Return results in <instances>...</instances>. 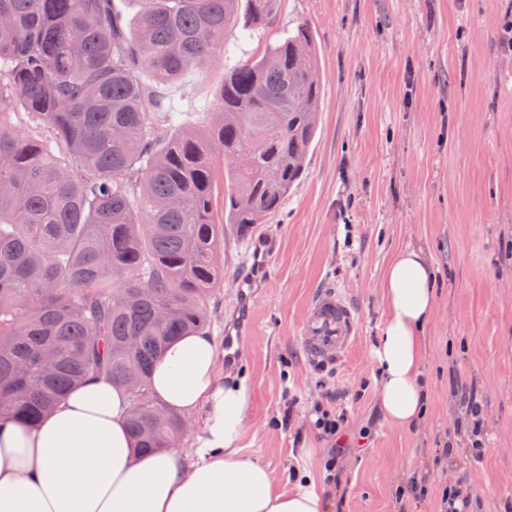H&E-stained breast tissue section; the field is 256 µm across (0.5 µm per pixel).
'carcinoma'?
<instances>
[{
  "label": "carcinoma",
  "instance_id": "cac0c4a2",
  "mask_svg": "<svg viewBox=\"0 0 512 512\" xmlns=\"http://www.w3.org/2000/svg\"><path fill=\"white\" fill-rule=\"evenodd\" d=\"M113 2L0 0V101L38 129L0 106V424H34L105 377L127 392L147 452L187 433L153 397L152 368L204 332L224 225L249 232L301 179L322 86L306 24L231 65L224 30L240 0H139L132 34ZM247 2L246 28L272 25L278 0ZM221 64L205 137L177 131L142 80Z\"/></svg>",
  "mask_w": 512,
  "mask_h": 512
}]
</instances>
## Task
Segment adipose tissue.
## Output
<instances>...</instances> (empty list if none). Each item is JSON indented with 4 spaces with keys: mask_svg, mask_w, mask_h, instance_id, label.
Here are the masks:
<instances>
[{
    "mask_svg": "<svg viewBox=\"0 0 512 512\" xmlns=\"http://www.w3.org/2000/svg\"><path fill=\"white\" fill-rule=\"evenodd\" d=\"M385 317L372 347L385 420H422L424 332L433 317L435 272L421 246L407 244L381 285ZM220 350L207 334L171 343L151 389L181 412H201L192 463L180 452L135 450L127 394L107 379L74 388L37 426H0V512H322L323 494L295 475L278 490L268 468L242 455L248 388L218 373Z\"/></svg>",
    "mask_w": 512,
    "mask_h": 512,
    "instance_id": "obj_1",
    "label": "adipose tissue"
}]
</instances>
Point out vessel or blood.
Wrapping results in <instances>:
<instances>
[{
    "label": "vessel or blood",
    "mask_w": 512,
    "mask_h": 512,
    "mask_svg": "<svg viewBox=\"0 0 512 512\" xmlns=\"http://www.w3.org/2000/svg\"><path fill=\"white\" fill-rule=\"evenodd\" d=\"M274 251L272 239H263L257 247L253 264L238 280L233 300L235 331L224 336L227 364L237 361L242 338L251 331L256 305L255 284L266 273ZM358 332V315L350 302L335 289H323L311 302L299 330V342L310 369L322 372L336 367Z\"/></svg>",
    "instance_id": "vessel-or-blood-1"
}]
</instances>
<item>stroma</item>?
Instances as JSON below:
<instances>
[{
  "instance_id": "35a3bbf8",
  "label": "stroma",
  "mask_w": 512,
  "mask_h": 512,
  "mask_svg": "<svg viewBox=\"0 0 512 512\" xmlns=\"http://www.w3.org/2000/svg\"><path fill=\"white\" fill-rule=\"evenodd\" d=\"M512 0H280L273 27L228 25L252 56L299 24L318 48L320 123L306 171L277 215L240 234L224 227V283L207 299L208 335L233 330L235 285L259 235L276 241L257 290L252 336L225 375L248 387L245 455L277 483L308 475L323 512H438L455 485L468 512H512V52L501 47ZM221 67L168 87L183 129L206 133ZM439 270L425 333L429 416L411 428L382 416L371 349L384 318L381 282L406 243ZM343 289L359 334L334 371L307 366L298 330L314 297ZM482 406L481 452L458 389ZM343 420L346 454L315 408ZM320 413L321 414L318 415L315 421V427L323 437L327 438L329 441H334L329 452L328 470L332 471L334 470V463L336 464V460L347 450V448H344L345 446L342 445L343 442L340 441L342 422L339 419H336V416L332 417L328 412L321 411Z\"/></svg>"
}]
</instances>
